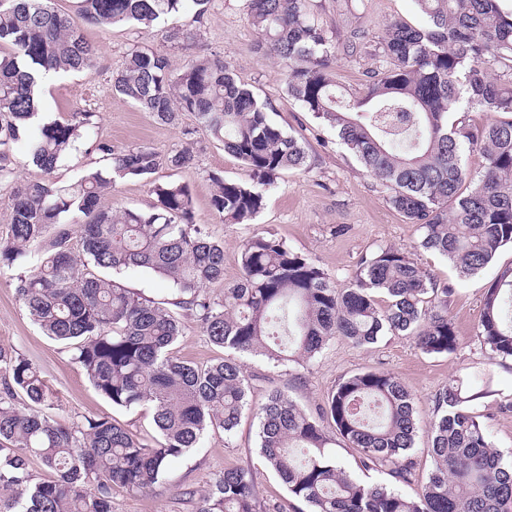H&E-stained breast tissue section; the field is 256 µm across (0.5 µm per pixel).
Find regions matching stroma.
<instances>
[{
    "instance_id": "35a3bbf8",
    "label": "stroma",
    "mask_w": 512,
    "mask_h": 512,
    "mask_svg": "<svg viewBox=\"0 0 512 512\" xmlns=\"http://www.w3.org/2000/svg\"><path fill=\"white\" fill-rule=\"evenodd\" d=\"M330 36L339 44H354L352 55H338L330 63L343 89L358 92L366 73L376 65L375 39L395 18L422 26L425 18L414 0H315ZM87 41L97 47L95 70L88 75L63 74L42 89L41 110L47 120L63 119L74 112L90 111L94 139L120 150L146 144L160 153L192 148L195 166L173 170L160 166L155 179L161 183L188 184L197 223L224 242V279L209 291L223 296L224 286L241 275L239 247L256 232L283 239L294 251L312 259L335 280L349 285L362 258L386 246L413 249L414 258L427 279L448 286V315L459 339L448 355L423 353L411 337L386 334L377 343L355 347L336 339L309 362L275 367L259 356L241 357L251 386L249 400L259 405L271 390L287 392L304 409H315L335 391L339 382L361 371L384 370L398 377L413 394L421 421H429L434 396L455 376L477 363L491 365L494 393L471 405L487 426L496 449L512 456V360H495L478 335L483 298L500 269L512 265V246L505 247L480 273L460 278L455 266L441 256L421 249V231L406 223L392 209L386 192L339 141L335 132L318 124L285 92L282 66L258 50L259 34L242 9L241 0H215L197 36L171 41L158 30L134 31L125 26L102 28L81 22ZM169 54L176 63L203 56L220 57L238 81L273 106L272 121L300 138L309 155L305 173H289L266 194V205L248 224H227L214 213L210 199L212 175L240 179L242 164L214 144L200 129L194 114L185 112L177 125L157 123L126 99L113 93V70L133 48ZM15 271L0 272V345L16 350L39 369L54 395L53 414L66 425L89 417L108 416L145 438L155 429L152 412L141 407L117 409L101 396L62 345L45 336L31 320L15 290ZM179 357L199 364L225 358L222 347L212 344L193 318H186L183 336L175 348ZM227 467L250 470L259 497L268 512H292L288 493L266 469L256 448V423L243 416L232 437L208 432L200 448L176 463L164 488L154 494H130L119 490L112 512H196L190 491H204L215 473Z\"/></svg>"
}]
</instances>
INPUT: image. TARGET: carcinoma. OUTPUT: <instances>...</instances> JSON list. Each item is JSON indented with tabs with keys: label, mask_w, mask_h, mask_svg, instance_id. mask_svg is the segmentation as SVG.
<instances>
[{
	"label": "carcinoma",
	"mask_w": 512,
	"mask_h": 512,
	"mask_svg": "<svg viewBox=\"0 0 512 512\" xmlns=\"http://www.w3.org/2000/svg\"><path fill=\"white\" fill-rule=\"evenodd\" d=\"M213 2L80 0L79 12L100 27L168 23L167 37L178 41L197 34ZM503 2L415 0L429 27L390 23L378 36L380 63L367 74L364 94L347 96L327 67L348 47L333 42L312 0H243L258 48L285 69L288 97L336 130L391 207L418 225L420 246L448 259L463 278L512 245V10ZM6 45L12 51H0V187L9 190L10 222L0 237V272L36 254L16 277L30 317L65 345L113 407H150L158 438L148 441L108 416L60 423L38 369L1 345L0 512H112L118 488L157 492L209 430L230 436L249 410L242 355L299 364L332 340L365 347L389 332L413 337L427 354L456 350L451 289L426 280L403 247L379 249L338 289L285 241L255 233L241 245L239 280L224 286V296H210L208 285L224 280V243L196 223L187 184L154 179L163 164L193 168V151H116L95 141L109 172L95 169L58 184L51 174L89 139L92 113L41 123L34 87L50 71L93 72L97 50L51 0H0V48ZM112 92L159 123L174 125L180 113H193L211 140L242 163L244 180L211 177L212 209L232 224L254 220L282 176L308 170L302 143L271 121V103L238 82L222 59L177 66L165 54L135 49L112 74ZM462 102L489 113V121L469 123ZM25 132V165L40 176L19 182L10 146ZM471 151L485 160L477 179L463 162ZM118 178L144 182L157 205L102 207ZM73 231L80 256L70 246ZM127 271L167 281L170 297L156 302L122 287L113 276ZM378 293L387 296L383 307ZM188 315L231 355L205 367L173 355ZM479 335L493 358L512 359V266L485 294ZM492 383V370L477 367L436 394L428 422L433 468L415 498L357 479L334 449L339 436L362 467L384 472L394 485L414 480V397L388 372L348 377L314 414L287 393L270 392L255 409L258 452L307 512H512V462H504L469 410ZM35 461L46 477L34 474ZM264 510L252 474L238 467L214 475L198 508Z\"/></svg>",
	"instance_id": "carcinoma-1"
}]
</instances>
